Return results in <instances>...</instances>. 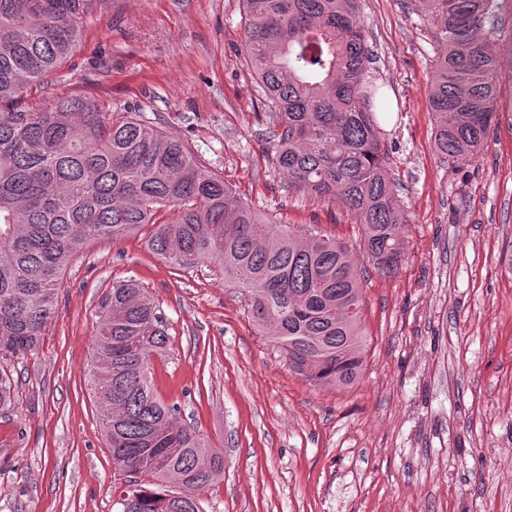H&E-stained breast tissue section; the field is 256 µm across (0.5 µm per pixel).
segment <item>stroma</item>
Returning <instances> with one entry per match:
<instances>
[{
    "mask_svg": "<svg viewBox=\"0 0 512 512\" xmlns=\"http://www.w3.org/2000/svg\"><path fill=\"white\" fill-rule=\"evenodd\" d=\"M380 87L388 170L410 214L393 276L363 280L364 368L315 387L254 325L220 267L166 263L144 234L87 244L63 271L39 347L11 359L0 411V512H118L134 487L112 461L87 378L101 301L133 280L159 308L157 393L224 455L201 512H512V81L474 162L435 145V43L413 0H360ZM241 0H102L36 110L68 94L136 112L182 141L236 196L281 225L344 242L336 202L287 191L274 128L244 58Z\"/></svg>",
    "mask_w": 512,
    "mask_h": 512,
    "instance_id": "stroma-1",
    "label": "stroma"
}]
</instances>
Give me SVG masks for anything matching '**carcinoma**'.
Wrapping results in <instances>:
<instances>
[{
    "mask_svg": "<svg viewBox=\"0 0 512 512\" xmlns=\"http://www.w3.org/2000/svg\"><path fill=\"white\" fill-rule=\"evenodd\" d=\"M101 2L0 0V362L37 347L57 313L59 277L86 244L151 225L148 246L159 258L221 266L296 375L314 386H351L364 362L367 269L344 243L260 215L180 140L133 112L115 117L88 95L21 108L23 94L73 52ZM242 2L245 55L276 116L273 162L287 190L353 214L369 266L395 273L410 219L387 170L359 0ZM414 2L435 31L429 106L437 148L452 162L472 159L506 79L484 34L497 3ZM162 211L172 219L160 224ZM98 318L89 380L95 402L110 407L101 425L112 461L181 490H130L120 512H199L193 493L223 471L224 458L153 390L152 360L168 347L159 309L127 281L112 285ZM13 399L0 369V410Z\"/></svg>",
    "mask_w": 512,
    "mask_h": 512,
    "instance_id": "carcinoma-1",
    "label": "carcinoma"
}]
</instances>
